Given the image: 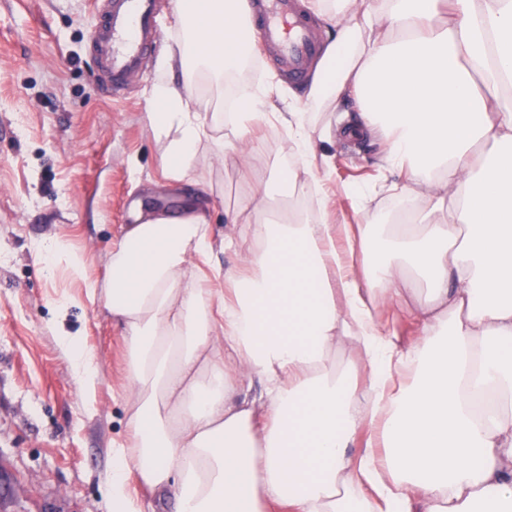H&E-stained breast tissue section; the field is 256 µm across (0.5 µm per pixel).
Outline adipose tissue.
I'll return each mask as SVG.
<instances>
[{
  "label": "adipose tissue",
  "instance_id": "adipose-tissue-1",
  "mask_svg": "<svg viewBox=\"0 0 512 512\" xmlns=\"http://www.w3.org/2000/svg\"><path fill=\"white\" fill-rule=\"evenodd\" d=\"M322 7L335 38L305 98L281 111L243 86L220 137L185 76L219 83L250 55V0H174L181 35L158 67L184 79L150 91L166 178L185 181L204 149L251 169L249 134L274 111L290 163L256 192L290 197L314 175L309 104L352 94L425 212L383 235L324 222L321 197L283 224L231 216L223 247L243 267L214 269L213 288L191 264L212 248L198 199L133 225L101 290L130 369L133 444L116 451L113 512H137L132 471L176 512H512V0ZM346 344L363 388L336 369ZM405 372L413 385L395 386Z\"/></svg>",
  "mask_w": 512,
  "mask_h": 512
}]
</instances>
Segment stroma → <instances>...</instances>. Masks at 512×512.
<instances>
[{"label":"stroma","mask_w":512,"mask_h":512,"mask_svg":"<svg viewBox=\"0 0 512 512\" xmlns=\"http://www.w3.org/2000/svg\"><path fill=\"white\" fill-rule=\"evenodd\" d=\"M95 18L90 0H0V512H112L129 367L123 330L89 301L87 280H106V254L136 211L175 212L189 194L210 206V264L238 266L220 247L224 215L288 162V134L271 119L251 133L261 148L254 171L205 154L191 180L170 184L148 119L160 54L127 75L124 100L113 102L91 50ZM251 82L277 102L305 90L271 54ZM355 110L350 99L313 113L314 129L331 135L315 143L318 174L328 223L374 231L401 213L385 177L386 135L340 133L339 117ZM52 239L83 257L85 277L51 254ZM72 337L98 369L93 390L76 381Z\"/></svg>","instance_id":"1"}]
</instances>
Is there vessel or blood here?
I'll return each instance as SVG.
<instances>
[{
  "label": "vessel or blood",
  "instance_id": "vessel-or-blood-1",
  "mask_svg": "<svg viewBox=\"0 0 512 512\" xmlns=\"http://www.w3.org/2000/svg\"><path fill=\"white\" fill-rule=\"evenodd\" d=\"M107 4L96 20L91 41L108 86L119 95L125 90V76L141 66L159 39L155 25L158 0H107ZM256 45L258 50L282 56L291 79L297 82L308 78L309 63L320 51L296 0H263Z\"/></svg>",
  "mask_w": 512,
  "mask_h": 512
}]
</instances>
